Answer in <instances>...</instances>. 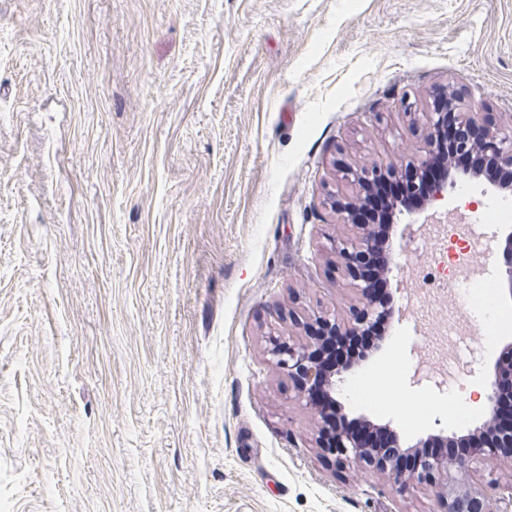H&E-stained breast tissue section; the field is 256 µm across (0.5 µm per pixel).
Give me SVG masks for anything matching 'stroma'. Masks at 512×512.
<instances>
[{
    "instance_id": "35a3bbf8",
    "label": "stroma",
    "mask_w": 512,
    "mask_h": 512,
    "mask_svg": "<svg viewBox=\"0 0 512 512\" xmlns=\"http://www.w3.org/2000/svg\"><path fill=\"white\" fill-rule=\"evenodd\" d=\"M448 91L512 118V0H0V512H432L337 468L268 350L356 303L342 173L418 163L409 114ZM485 185L455 203L506 326L441 391L424 327L475 309L394 292L349 416L454 429L512 340Z\"/></svg>"
}]
</instances>
